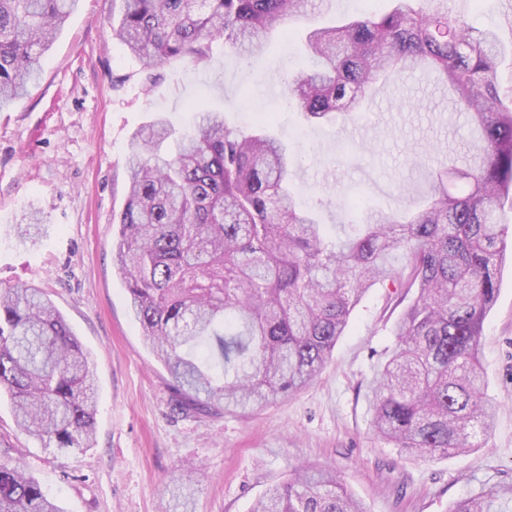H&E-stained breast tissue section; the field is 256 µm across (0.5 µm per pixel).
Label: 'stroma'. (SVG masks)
I'll list each match as a JSON object with an SVG mask.
<instances>
[{
    "mask_svg": "<svg viewBox=\"0 0 512 512\" xmlns=\"http://www.w3.org/2000/svg\"><path fill=\"white\" fill-rule=\"evenodd\" d=\"M452 14L496 30L512 76V0H448ZM113 0H80L39 61L18 103L0 108V288L41 289L90 355L97 385L91 447L58 450L19 429L0 396V456L40 482L64 512H250L297 468H332L368 512H448L484 487L512 486V256L499 275L480 352L494 428L477 450L420 458L372 430L363 389L393 345L400 289L375 285L355 307L321 374L308 387L246 412L182 411L164 363L145 345L112 261V217L125 199L135 131L155 113L182 121L206 93L228 123L273 111V131L295 159L292 180L319 221L342 223L362 198L392 210L429 192L417 162L474 149L466 115L435 74L376 89L347 124L304 126L284 82L304 67L301 41L271 40L242 56L216 45L209 62L161 65L146 76L112 36ZM40 218L37 241L14 232Z\"/></svg>",
    "mask_w": 512,
    "mask_h": 512,
    "instance_id": "1",
    "label": "stroma"
}]
</instances>
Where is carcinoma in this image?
<instances>
[{"mask_svg":"<svg viewBox=\"0 0 512 512\" xmlns=\"http://www.w3.org/2000/svg\"><path fill=\"white\" fill-rule=\"evenodd\" d=\"M79 0H0V106L20 99L39 59ZM112 35L150 71L210 59L224 42L256 55L292 37L307 0H120ZM382 14L303 36L311 66L285 99L309 122L370 109L378 82L424 67L475 126L461 165L437 153L426 200L396 214L355 206L338 237L291 187L294 160L266 132L189 105L181 135L163 115L141 126L128 157L129 186L114 260L146 344L177 393L197 409L260 406L320 373L362 296L391 281L415 291L393 328L395 344L363 398L375 433L418 457L475 449L495 405L485 395L478 339L497 297L512 210V81L498 76L496 32L470 26L448 0H389ZM176 137L173 155L162 152ZM403 263L393 265L395 256ZM18 427L58 449L89 448L96 414L89 354L36 288L0 292V390ZM0 512H63L39 482L0 458ZM251 512H366L329 470H296ZM448 512H512V487L483 489Z\"/></svg>","mask_w":512,"mask_h":512,"instance_id":"cac0c4a2","label":"carcinoma"}]
</instances>
